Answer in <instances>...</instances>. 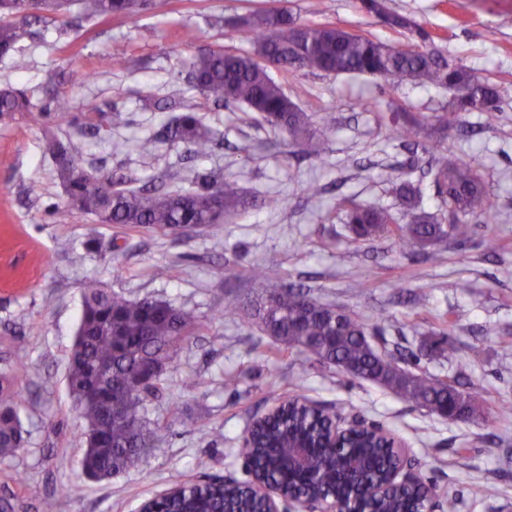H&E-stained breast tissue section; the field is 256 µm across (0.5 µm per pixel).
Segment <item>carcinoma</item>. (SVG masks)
<instances>
[{
	"label": "carcinoma",
	"mask_w": 512,
	"mask_h": 512,
	"mask_svg": "<svg viewBox=\"0 0 512 512\" xmlns=\"http://www.w3.org/2000/svg\"><path fill=\"white\" fill-rule=\"evenodd\" d=\"M149 0H0V59L11 56L32 38L31 26L47 15L64 17L76 6L88 19L121 16L135 19ZM364 7L399 32L416 31L420 41L394 45L376 42L331 24L300 21L283 9H259L243 19L252 42L249 53L222 46L189 59L193 88L213 105L242 103L261 115L288 140L308 144L320 151L324 130L270 75L275 66L283 71L357 74L377 77L384 85L397 87L406 81L440 85L454 91L448 107L431 115L415 113L401 105L391 110V120L404 134L418 135L431 128H459L469 112H498L501 97L496 85L481 79L468 67L448 61L429 48V35L410 18L391 11L387 0H368ZM31 97L24 89L0 88V117L31 112ZM215 133L195 109L181 113L165 127V138L181 142L197 154L208 151ZM424 153L436 150L431 165L434 182L443 195L444 213L437 215L420 207L421 192L410 180L392 182L410 223L402 226L390 209L363 206L344 198L340 207L355 240L366 241L385 234H406V242L430 241L437 246L448 239L464 246L474 234L466 221L470 214L492 217L493 203L484 190L477 169L443 146L430 147L418 140ZM47 149L56 160V178L67 195L58 212L92 215L101 224H126L178 233L184 226L212 227L246 204L233 177L208 173L194 177L195 190L162 191L131 189L124 177L104 170L89 171L79 163L84 144L79 140L51 139ZM247 279L255 292L250 316L260 329L288 349L306 352L326 367H334L356 380L375 383L417 407L431 410L447 402L462 403L473 394L454 382L407 368L409 361L377 348L373 337L384 326L368 324L342 307L318 302L303 287L290 284L272 288L280 274L267 267H253ZM197 328L194 317L172 303L142 298L129 300L96 279L84 283L81 318L68 361L67 383L86 422V448L80 460L82 474L94 480L110 479L140 466L146 449L153 446L157 428L142 413L144 398L130 387V378L159 372L151 379L157 389L183 342ZM21 393L0 374V463L16 457L29 443L17 407ZM303 397L285 399L282 413L258 433L263 445L258 462L267 478L303 491L316 482L331 487L329 449H311L315 466L306 473L288 471L295 443L312 424V415L301 405ZM366 460V476L385 478L389 457L381 448H353ZM420 490L409 488L392 501L366 504L372 512H401L412 507ZM201 512H218L224 501L217 490L198 499Z\"/></svg>",
	"instance_id": "cac0c4a2"
}]
</instances>
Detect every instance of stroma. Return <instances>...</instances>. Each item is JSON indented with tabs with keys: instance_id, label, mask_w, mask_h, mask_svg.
<instances>
[{
	"instance_id": "35a3bbf8",
	"label": "stroma",
	"mask_w": 512,
	"mask_h": 512,
	"mask_svg": "<svg viewBox=\"0 0 512 512\" xmlns=\"http://www.w3.org/2000/svg\"><path fill=\"white\" fill-rule=\"evenodd\" d=\"M388 4L412 17L448 59L495 83L503 100L502 111L469 113L464 131L443 140L480 172L497 221L486 226L472 217V240L441 243L437 256L387 237L355 241L339 203L350 197L387 207L406 223L388 183L401 174L419 183L427 211H440L428 156L411 155L406 138L386 122L389 102L429 115L447 105L451 91L414 82L385 89L366 75L275 72L315 126L328 128L320 154L310 155L246 106L205 104L188 84L186 61L197 50H250L236 23L261 8L284 7L301 21L331 22L387 44L405 41L361 0H150L132 21L45 18L14 59L0 60V87L30 90L38 105L56 94L70 102L68 113L50 122L35 112L0 120V372L14 374L30 433L28 447L0 463V500L12 512H41L48 495L58 512H137L144 500L188 479L230 473L246 480L244 436L294 392L341 419L393 433L426 481L456 495L457 512H512V278L501 275L512 269V0ZM115 103L123 108L120 121L103 120ZM194 106L217 132L207 154L167 140L150 156L136 150L137 138ZM49 131L83 139L81 165L118 172L132 187L188 189L196 173L211 172L235 176L255 201L277 194L288 206L255 204L215 228L180 235L99 224L79 212L63 220L55 210L65 194L44 151ZM312 182L323 189L314 198L306 194ZM488 234L502 242L497 255L480 245ZM217 236L220 253L212 249ZM228 264L271 267L367 323L388 319L386 350L413 355L430 374L460 377L476 392L485 421L445 420L311 354L284 349L252 317L225 318V297L245 304L252 298L247 279H225ZM90 278L129 299L169 301L200 325L145 399L146 417L159 426L157 445L140 469L99 481L80 471L85 422L66 382L82 284ZM228 375L236 386L225 387ZM480 486L494 487V496L477 494Z\"/></svg>"
}]
</instances>
